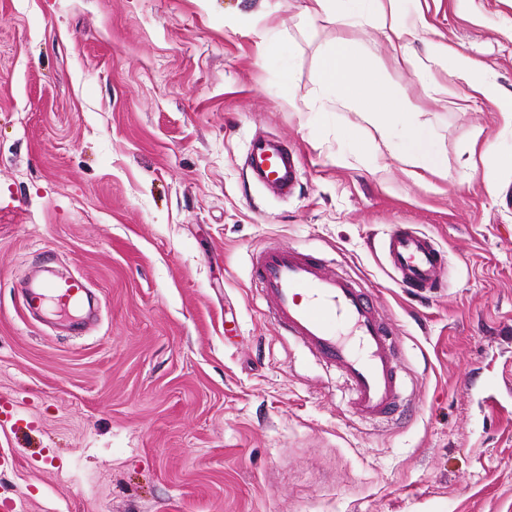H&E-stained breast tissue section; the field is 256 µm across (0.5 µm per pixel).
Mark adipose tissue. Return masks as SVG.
Masks as SVG:
<instances>
[{"mask_svg": "<svg viewBox=\"0 0 512 512\" xmlns=\"http://www.w3.org/2000/svg\"><path fill=\"white\" fill-rule=\"evenodd\" d=\"M359 0H306V12L331 19L339 28L366 20L398 47L401 61L409 70L419 73L438 67L450 69L452 75L463 80L474 92L486 93L487 88L476 81L479 63L441 42H430L427 56H419L408 45L409 29L403 18V0H366V8H359ZM345 36H338L336 50L325 58L321 78L323 90L331 102L353 108L363 123L373 127L375 149L391 148L392 120L402 118L409 133L403 155L418 167L435 171L445 159L419 129L421 108L392 82L378 64L361 61L347 51Z\"/></svg>", "mask_w": 512, "mask_h": 512, "instance_id": "ef3b65f1", "label": "adipose tissue"}]
</instances>
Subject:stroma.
Returning <instances> with one entry per match:
<instances>
[{
    "label": "stroma",
    "mask_w": 512,
    "mask_h": 512,
    "mask_svg": "<svg viewBox=\"0 0 512 512\" xmlns=\"http://www.w3.org/2000/svg\"><path fill=\"white\" fill-rule=\"evenodd\" d=\"M303 6L0 0V512H512V0L405 5L411 49L458 48L487 96L347 30L422 108L434 172H374L357 112L319 85L337 26ZM250 14L276 55L258 57ZM258 134L299 158L289 197L249 173ZM401 228L449 258L429 298L385 264ZM270 244L371 292L400 416L357 415L264 311L251 261ZM43 264L88 281L91 327L27 312Z\"/></svg>",
    "instance_id": "obj_1"
}]
</instances>
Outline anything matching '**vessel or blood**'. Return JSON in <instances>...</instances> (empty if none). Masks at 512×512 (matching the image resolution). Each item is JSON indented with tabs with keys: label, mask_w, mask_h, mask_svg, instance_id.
<instances>
[{
	"label": "vessel or blood",
	"mask_w": 512,
	"mask_h": 512,
	"mask_svg": "<svg viewBox=\"0 0 512 512\" xmlns=\"http://www.w3.org/2000/svg\"><path fill=\"white\" fill-rule=\"evenodd\" d=\"M247 159L257 182L282 193L294 190L298 161L278 140L253 138ZM383 253L400 282L417 291L441 287L448 273L445 252L425 233L394 231L384 239ZM253 278L279 328L344 379L358 415L377 421L395 410L402 394L397 346L359 282L312 253L275 246L256 253ZM87 293L86 280L67 276L27 294L24 305L31 309L49 303L65 315L78 308ZM340 323L353 327L356 345L337 335Z\"/></svg>",
	"instance_id": "b4317fda"
}]
</instances>
